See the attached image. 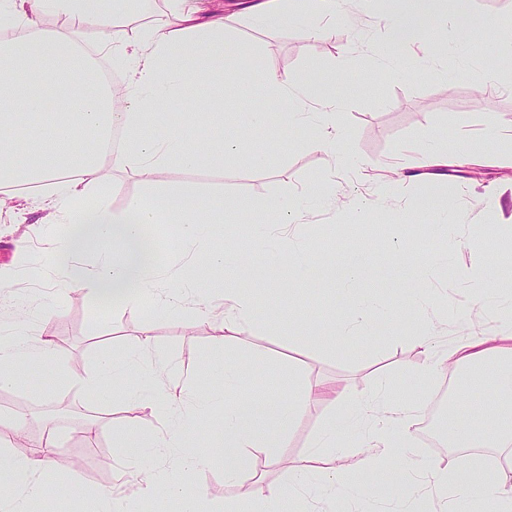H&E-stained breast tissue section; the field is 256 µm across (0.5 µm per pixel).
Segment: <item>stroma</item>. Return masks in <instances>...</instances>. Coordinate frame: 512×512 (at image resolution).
Here are the masks:
<instances>
[{
	"label": "stroma",
	"instance_id": "stroma-1",
	"mask_svg": "<svg viewBox=\"0 0 512 512\" xmlns=\"http://www.w3.org/2000/svg\"><path fill=\"white\" fill-rule=\"evenodd\" d=\"M214 2L230 14L237 37L248 44L243 51L228 47L224 55L229 85L216 127L224 137L238 138L237 152L220 168L204 160L193 168L168 165L151 182L105 168L98 191L114 210L136 207L158 192L193 193L198 214L221 224L215 244L228 257L254 240L256 225L266 222L260 202L276 197L305 202V214L293 228L299 259L288 263L271 237L253 253L251 270L243 276L226 275L201 261L187 272L213 302H220L228 288L240 289L252 301L253 327L222 348L214 321L201 319L194 306L165 316L151 301L139 312L125 313L85 289L65 286L49 263L55 230L45 212L31 207L19 219L0 215V264L14 267L5 292L17 301L13 307L0 306V326L23 321L31 305L52 311L55 362L22 372L12 387L0 389V410L26 418L24 434L30 442L49 431L58 447L68 451L67 466L52 471L37 500L45 512H95L94 494L104 487L140 512L138 482L119 439L135 428L152 433L158 423L150 410L129 409L121 392L147 387L148 377L132 373L108 397L74 381L93 375L104 356L122 355L145 341L193 373L199 391L212 386L218 361L227 353L244 365L240 391L258 400L289 401L298 381L306 378L359 397L387 382L394 402L415 406L409 443L377 471L349 465L344 453L325 460L327 468L352 480L359 507L371 506L374 490L392 480L398 460L412 458L454 470L471 464L474 456L469 448L425 446L415 434L446 377L440 371L428 382L419 381L415 370L424 356L417 336L423 322H434L433 350L439 353L457 338L501 327V311L474 298L472 288L458 278L462 270L481 267L488 287L512 295V169L494 164L502 152H512V73L500 66L507 51L505 32L512 30V0H446L441 12L425 20L423 37L431 41L446 30L456 33L463 55L437 59L436 74L413 72L401 78L387 76L379 62L387 44L381 0H351L347 11L332 21L311 2L306 12L289 13L287 21L263 31L255 30L246 16L235 15L237 0ZM346 55L354 62L343 72L339 61ZM260 68L308 73L318 80L335 77L347 143L366 171L330 174L325 154L309 145L314 132L307 127L291 130L273 122L259 134L243 135L237 121L243 104L234 85ZM489 127L502 132L501 141H483ZM426 142L452 157L470 143L486 159L480 178L472 177L469 166L455 164L444 176L416 175L394 194L378 196L370 166L396 160L416 170ZM241 203L249 204V211H238ZM434 204L450 206L460 241L443 263L435 260L443 244L430 231ZM489 225L496 228L491 239L484 234ZM367 260L371 279L347 284L345 268ZM422 283L430 284L446 304V317L409 303L412 288ZM371 295L384 299L392 321L368 335L335 342L353 299ZM465 311L471 312V321L458 322L457 314ZM506 401L487 383L469 389L456 410L467 414L478 432ZM339 411L332 397L318 398L291 426L285 447L251 449L252 461L263 464L265 485H287L289 466ZM92 416L106 418L107 428L86 433L85 421ZM70 477L82 484L84 496L58 490V483ZM184 479L203 487L218 507L249 496L245 483L225 482L220 459L185 473Z\"/></svg>",
	"mask_w": 512,
	"mask_h": 512
}]
</instances>
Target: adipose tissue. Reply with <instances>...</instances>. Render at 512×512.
Returning <instances> with one entry per match:
<instances>
[{"instance_id": "adipose-tissue-1", "label": "adipose tissue", "mask_w": 512, "mask_h": 512, "mask_svg": "<svg viewBox=\"0 0 512 512\" xmlns=\"http://www.w3.org/2000/svg\"><path fill=\"white\" fill-rule=\"evenodd\" d=\"M438 2L386 0L391 46L423 42L421 22L434 14ZM50 16L62 20V27H45L44 20ZM0 26L21 31L18 38L0 42V211H20L22 200L34 199L63 227L51 264L63 271L79 258L93 256L92 267L82 271L80 287L95 296L109 285L126 287V294L118 300L120 308L139 311L154 294L156 270L155 262L144 257L145 226L160 223L170 210H193L195 200L170 193L130 212L111 210L95 190L101 165L107 161L113 169L149 180L170 163L189 167L205 154L215 166H223L237 144L210 134L208 128H201L191 142L174 130L148 139L140 131L151 112L172 101L195 113L201 109L200 92L219 98L224 90V48L235 43V32L224 17L204 7L202 0H166L162 19L144 14L141 0H0ZM87 43L100 56L118 57L127 79L118 85H97V76L81 52ZM268 91L294 104L293 111L276 117L281 125L313 128L310 145L328 155L332 168L355 166L337 118L335 81L312 83L286 72H255L251 80L238 86L245 132L263 129L274 118L262 103ZM32 153L42 155V162L22 163V156ZM264 207L274 217L271 231L286 257H294L293 225L301 216L300 206L283 197L266 201ZM47 318V311L41 310L33 322H18L0 332L1 388L15 383L21 371L50 360L54 348L46 338ZM252 322L251 301L237 289H225L217 332L240 334ZM435 335L433 326L423 325L419 343L426 356L416 371L419 378L432 376L442 365L461 368L512 357L511 321L495 334L450 344L438 357L431 352ZM150 348L145 341L140 349L106 357L91 377V385L106 389L120 382L139 368L142 353ZM154 371L168 377V385L129 392L126 402L131 408L150 410L161 421L156 448L148 450L138 430L125 434L120 446L141 478L143 497L164 491L184 500L189 512L214 510L205 490L184 483L179 475L215 457L224 461L227 482L248 477L255 486L250 498L225 502L224 512H282L286 501L294 503V512H317L318 502L345 506L350 497L342 489V479L332 471L323 477L319 498L309 497L303 478L312 460L346 446L353 435L357 467L378 468L410 439L406 424L412 405L387 403L385 390H378L373 403L358 404L331 418L311 442L306 457L290 469L287 486L276 490L254 476L246 451L284 447L288 429L324 394L322 383L303 381L291 402L262 411L250 398L225 406L213 441L202 447L193 436L205 412L237 381V361L225 358L219 384L179 414L174 411L176 396L189 389V382L160 354L155 357ZM448 437L465 448L492 443L512 456V425L496 417L478 433L462 421L452 422ZM159 448L175 449L170 468L158 467L155 451ZM57 455L51 437L20 453L10 444L0 445V469L12 480L0 489V512H20V495H41L45 490L42 476L47 467L56 466ZM511 480L503 471L491 477L476 467L448 472L408 459L384 501L392 512H483L489 501L495 502L496 512H512V492L506 489Z\"/></svg>"}]
</instances>
